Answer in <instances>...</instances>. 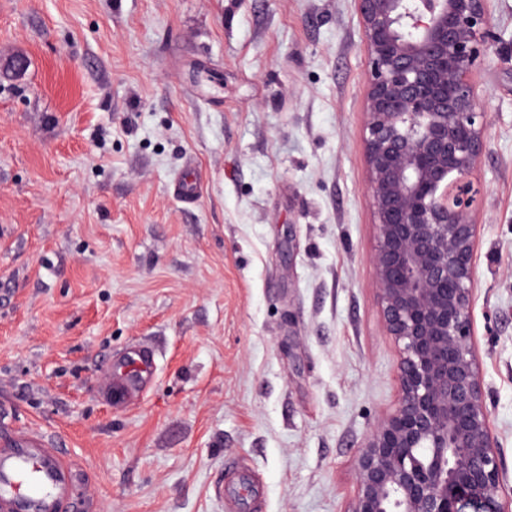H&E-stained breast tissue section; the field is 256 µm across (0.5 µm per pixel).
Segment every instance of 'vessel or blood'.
<instances>
[{
    "label": "vessel or blood",
    "instance_id": "obj_1",
    "mask_svg": "<svg viewBox=\"0 0 512 512\" xmlns=\"http://www.w3.org/2000/svg\"><path fill=\"white\" fill-rule=\"evenodd\" d=\"M153 363V352L143 349L133 365L116 364L112 370L113 390H136L146 381ZM64 489V463L58 450L31 447L24 437L0 448V512H24L30 502L40 512H53Z\"/></svg>",
    "mask_w": 512,
    "mask_h": 512
}]
</instances>
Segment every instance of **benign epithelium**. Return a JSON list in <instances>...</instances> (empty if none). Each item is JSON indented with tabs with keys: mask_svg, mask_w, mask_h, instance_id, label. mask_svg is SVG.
<instances>
[{
	"mask_svg": "<svg viewBox=\"0 0 512 512\" xmlns=\"http://www.w3.org/2000/svg\"><path fill=\"white\" fill-rule=\"evenodd\" d=\"M490 0H356L364 152L383 328L399 397L365 436L352 512H512L484 406L471 308L488 113L474 82Z\"/></svg>",
	"mask_w": 512,
	"mask_h": 512,
	"instance_id": "obj_1",
	"label": "benign epithelium"
}]
</instances>
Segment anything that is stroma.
Segmentation results:
<instances>
[{
	"label": "stroma",
	"mask_w": 512,
	"mask_h": 512,
	"mask_svg": "<svg viewBox=\"0 0 512 512\" xmlns=\"http://www.w3.org/2000/svg\"><path fill=\"white\" fill-rule=\"evenodd\" d=\"M477 77L472 323L512 493V0ZM0 440L71 468L59 512H352L398 399L373 282L355 0H0ZM195 202L174 191L183 171ZM150 349L143 396L104 393Z\"/></svg>",
	"instance_id": "1"
}]
</instances>
